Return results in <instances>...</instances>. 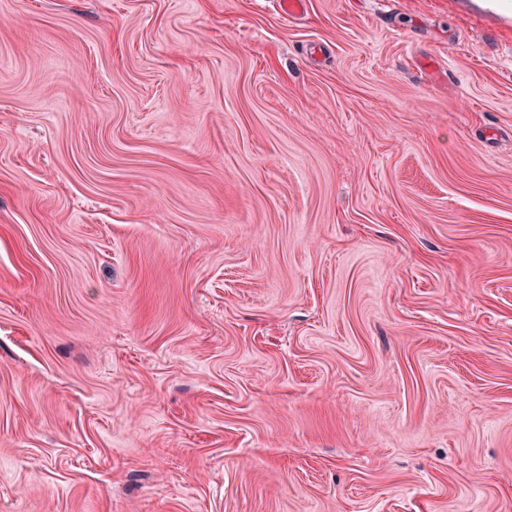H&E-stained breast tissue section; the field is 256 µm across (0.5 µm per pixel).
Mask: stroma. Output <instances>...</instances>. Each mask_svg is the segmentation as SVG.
<instances>
[{"mask_svg": "<svg viewBox=\"0 0 512 512\" xmlns=\"http://www.w3.org/2000/svg\"><path fill=\"white\" fill-rule=\"evenodd\" d=\"M0 512H512V0H0Z\"/></svg>", "mask_w": 512, "mask_h": 512, "instance_id": "stroma-1", "label": "stroma"}]
</instances>
